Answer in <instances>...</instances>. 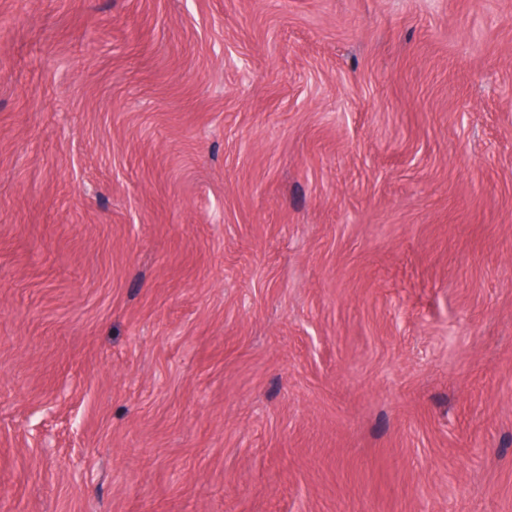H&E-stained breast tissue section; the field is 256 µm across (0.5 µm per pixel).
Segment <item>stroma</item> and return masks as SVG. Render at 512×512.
Returning <instances> with one entry per match:
<instances>
[{
	"instance_id": "35a3bbf8",
	"label": "stroma",
	"mask_w": 512,
	"mask_h": 512,
	"mask_svg": "<svg viewBox=\"0 0 512 512\" xmlns=\"http://www.w3.org/2000/svg\"><path fill=\"white\" fill-rule=\"evenodd\" d=\"M0 512H512V0H0Z\"/></svg>"
}]
</instances>
